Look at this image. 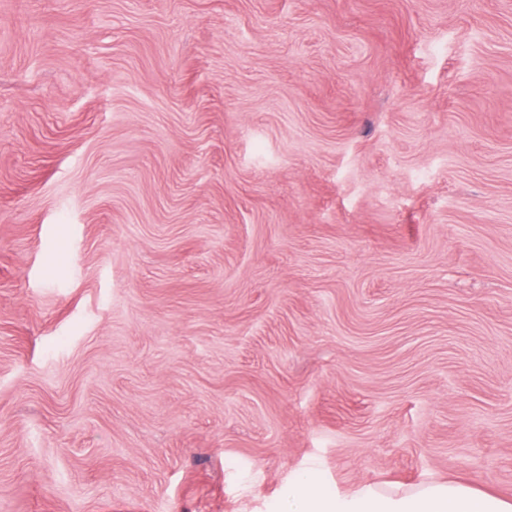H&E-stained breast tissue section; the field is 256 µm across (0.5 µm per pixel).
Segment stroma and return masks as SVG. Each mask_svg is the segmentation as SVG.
Segmentation results:
<instances>
[{"instance_id": "1", "label": "stroma", "mask_w": 512, "mask_h": 512, "mask_svg": "<svg viewBox=\"0 0 512 512\" xmlns=\"http://www.w3.org/2000/svg\"><path fill=\"white\" fill-rule=\"evenodd\" d=\"M512 499V0H0V512ZM289 512H511L512 501L467 483L429 481L407 489L366 483L348 494L324 488L308 475L288 487Z\"/></svg>"}]
</instances>
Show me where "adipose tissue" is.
<instances>
[{"label":"adipose tissue","mask_w":512,"mask_h":512,"mask_svg":"<svg viewBox=\"0 0 512 512\" xmlns=\"http://www.w3.org/2000/svg\"><path fill=\"white\" fill-rule=\"evenodd\" d=\"M288 512H512V501L456 480H433L407 489L366 483L339 494L310 475L289 485Z\"/></svg>","instance_id":"1"}]
</instances>
